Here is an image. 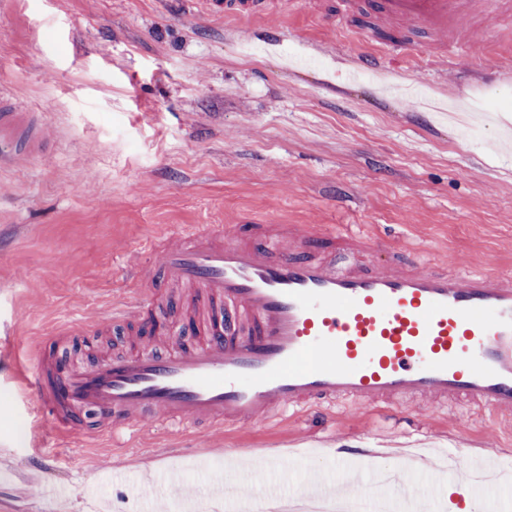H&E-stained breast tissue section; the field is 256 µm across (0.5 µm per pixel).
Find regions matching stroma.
I'll return each mask as SVG.
<instances>
[{
  "label": "stroma",
  "mask_w": 512,
  "mask_h": 512,
  "mask_svg": "<svg viewBox=\"0 0 512 512\" xmlns=\"http://www.w3.org/2000/svg\"><path fill=\"white\" fill-rule=\"evenodd\" d=\"M220 2L0 0V88L30 106L49 141L37 158L0 163V361L12 366L0 371V473L14 476L0 484V512L132 505L188 448L271 456L293 483L335 473V448H374L378 464L407 457L422 470L442 448L512 456V412L428 395L192 431L146 419L115 441L62 443L48 431L20 367L57 326L89 324L107 350L187 332L150 311L113 325L111 305L147 291L178 302L157 273L158 246L188 224L223 225L228 239L249 219L285 225L278 247L296 254L319 224L372 243L366 265L378 273L415 250L426 269L512 278V150L499 145V113L481 106L512 103V82L485 72L512 58L499 39L511 23L489 16L458 47L414 35L400 85L462 105L425 127L404 100L375 93L374 75L320 88L379 39L361 12L342 32L321 21L324 0H280L234 21ZM267 28L284 32L282 49L258 41ZM36 448L58 458L50 488L96 486L119 470L134 479L103 498L44 497L25 467Z\"/></svg>",
  "instance_id": "obj_1"
}]
</instances>
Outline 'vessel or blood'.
Instances as JSON below:
<instances>
[{
	"label": "vessel or blood",
	"instance_id": "obj_1",
	"mask_svg": "<svg viewBox=\"0 0 512 512\" xmlns=\"http://www.w3.org/2000/svg\"><path fill=\"white\" fill-rule=\"evenodd\" d=\"M275 0H224L228 19L270 14ZM364 7L390 25L386 40L359 53L343 73L379 72L383 59L403 54L404 31L460 41L467 21L504 13L512 0H340L326 17L340 24ZM42 137L30 112L0 90V146L33 156ZM273 225L252 221L248 238L224 240L223 225L189 226L180 243L165 245L162 274L185 288L201 342L105 357L93 367L64 369L58 340L86 333L66 322L39 345L29 374L33 400L59 436L86 433L87 410H96L108 432L134 428L148 415L184 426L213 420L239 424L271 417L288 406L331 409L349 398L381 403L413 395L481 402L490 411L512 409V284L491 271L416 273L398 264L387 275L332 260L337 247L362 238L314 229L312 254L280 251ZM338 471L358 464L365 490L361 512H403L404 504L378 480L369 451L340 448ZM250 486L251 494L225 504L224 512H309L315 502H350L338 484L284 485L257 467L229 470L220 481L197 485L195 496L215 498L224 486ZM472 478L456 484L476 512H512V498L475 497Z\"/></svg>",
	"mask_w": 512,
	"mask_h": 512
}]
</instances>
